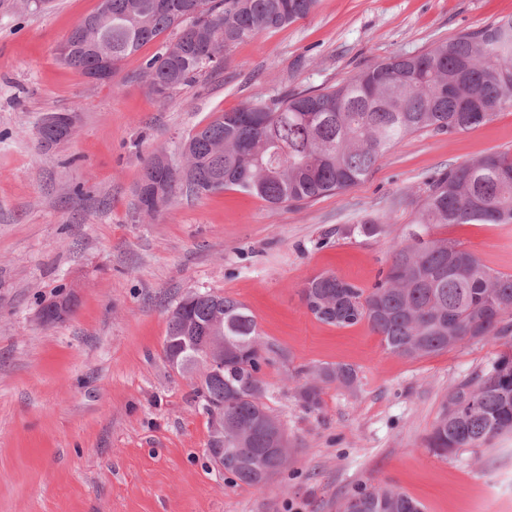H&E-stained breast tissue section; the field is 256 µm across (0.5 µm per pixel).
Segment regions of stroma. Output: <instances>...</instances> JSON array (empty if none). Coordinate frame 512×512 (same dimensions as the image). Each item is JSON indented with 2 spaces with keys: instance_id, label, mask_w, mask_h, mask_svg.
<instances>
[{
  "instance_id": "35a3bbf8",
  "label": "stroma",
  "mask_w": 512,
  "mask_h": 512,
  "mask_svg": "<svg viewBox=\"0 0 512 512\" xmlns=\"http://www.w3.org/2000/svg\"><path fill=\"white\" fill-rule=\"evenodd\" d=\"M99 5L53 0L34 11L0 0V512H342L354 491L378 484L424 512H512V433L445 458L426 446L449 390L487 372L500 343L399 357L367 323H322L301 299L326 272L372 288L429 176L512 153L511 109L461 133L411 134L356 186L306 203L273 209L229 189L177 197L150 219L135 196L149 157L180 165L189 133L221 114L423 53L512 16V0H318L164 99L142 76L161 40L106 83L59 60ZM52 113L75 114L76 125L45 149L37 132ZM384 209L382 234L347 235ZM432 233L512 274V224ZM62 284L74 311L45 324L40 311ZM191 291L240 301L283 352L259 373L288 439V463L265 487L232 482L210 459L198 382L164 357L169 311ZM336 363L357 369L358 392L325 385L321 410H305L298 371Z\"/></svg>"
}]
</instances>
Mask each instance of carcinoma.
<instances>
[{
	"label": "carcinoma",
	"instance_id": "carcinoma-1",
	"mask_svg": "<svg viewBox=\"0 0 512 512\" xmlns=\"http://www.w3.org/2000/svg\"><path fill=\"white\" fill-rule=\"evenodd\" d=\"M196 16L183 19V4ZM317 0H103L97 22L82 30L62 62L90 77L99 69L95 47L112 48L118 67L145 44L175 36L145 63L150 91L160 98L221 65L222 53L259 32L306 18ZM512 108V17L437 43L428 51L392 58L319 92L285 94L269 104L226 112L185 139L184 178L146 162L137 186L142 213L155 216L176 193L196 197L236 189L272 207L339 194L362 181L378 159L415 132L453 134ZM386 214L362 220L348 234L373 237ZM448 224H512V154L493 153L452 167L424 183V198L391 263L370 289L331 273L309 279L302 300L314 317L336 327L367 322L386 350L407 358L446 351L474 339L501 342L491 369L448 391L427 447L438 456L480 448L512 431V275L483 265L459 243L434 238ZM224 324L219 374H201L197 398L209 417L224 419V471L233 480L264 487L288 461L268 450L262 422H277L257 376L278 350L259 340L257 324L238 300L210 291L189 292L169 313L164 356L185 351ZM358 384L347 364L317 368L299 386L303 406H321V385ZM344 512H422L390 486L360 488Z\"/></svg>",
	"mask_w": 512,
	"mask_h": 512
}]
</instances>
